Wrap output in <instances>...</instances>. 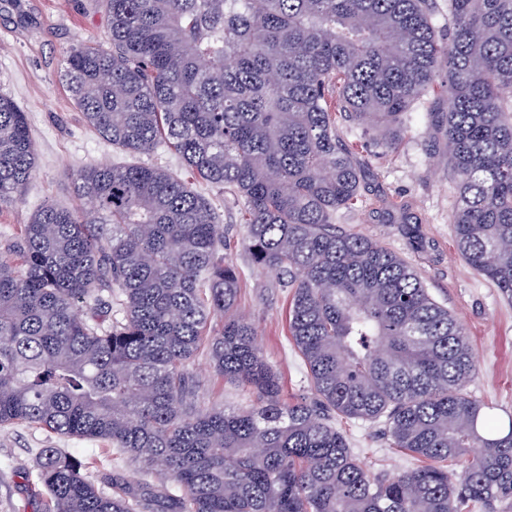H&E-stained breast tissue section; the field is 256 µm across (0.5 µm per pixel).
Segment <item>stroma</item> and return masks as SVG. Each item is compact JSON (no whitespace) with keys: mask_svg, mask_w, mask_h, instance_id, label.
Returning <instances> with one entry per match:
<instances>
[{"mask_svg":"<svg viewBox=\"0 0 512 512\" xmlns=\"http://www.w3.org/2000/svg\"><path fill=\"white\" fill-rule=\"evenodd\" d=\"M78 43L107 45L102 0H0V92L26 112L38 152V168L24 189L23 203L0 210V259H12L11 247L22 225L44 201L66 209L76 205V170L130 160L86 125L60 79L64 56ZM441 109L436 94L426 93L407 113L396 150L368 141L361 200L356 209L337 211L336 227L372 239L414 267L431 296L468 332L478 363L468 393L504 420L512 415V303L456 252L449 222L455 194L447 167L433 153L439 138L429 127L430 113ZM204 194L224 226L227 255L239 269L238 305L254 321L258 343L280 379L284 397L309 395L310 378L288 331V289L275 287L274 275L257 269L244 255L237 201L212 188ZM193 371L204 382L202 404L233 409L249 402V391L213 376L206 354L195 359ZM337 426L370 471L415 467L412 457L391 447L380 425L342 419ZM42 448L87 459L92 475L109 473L122 485L144 479L138 464L106 461L104 442L27 424L4 425L0 512H42L41 500L32 492Z\"/></svg>","mask_w":512,"mask_h":512,"instance_id":"35a3bbf8","label":"stroma"}]
</instances>
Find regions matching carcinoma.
Returning <instances> with one entry per match:
<instances>
[{"label":"carcinoma","instance_id":"cac0c4a2","mask_svg":"<svg viewBox=\"0 0 512 512\" xmlns=\"http://www.w3.org/2000/svg\"><path fill=\"white\" fill-rule=\"evenodd\" d=\"M104 2L110 47L65 57L76 108L113 147L172 148L241 203L250 262L291 289L313 397L280 398L209 199L158 164L84 166L79 204L43 203L0 260V425L105 441L151 480L108 493L42 448L44 512H463L512 495V419L502 430L467 392L464 328L402 258L333 224L362 180L337 122L393 150L441 76L429 117L457 252L512 302V0H448L443 40L435 0ZM37 165L26 112L0 93V209ZM204 344L248 404L201 405ZM338 418L382 423L424 464L370 472Z\"/></svg>","mask_w":512,"mask_h":512}]
</instances>
